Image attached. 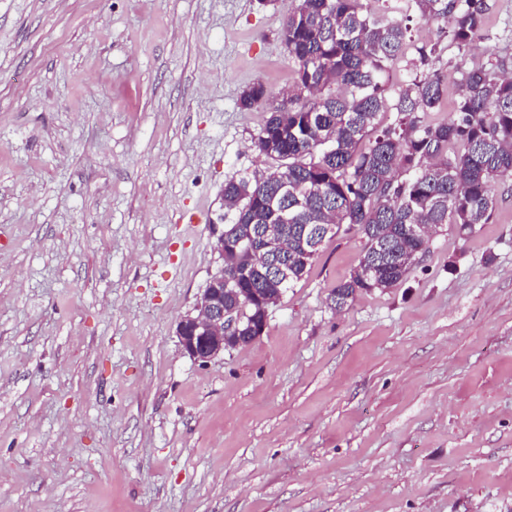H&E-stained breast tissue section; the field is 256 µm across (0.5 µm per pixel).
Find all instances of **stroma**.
<instances>
[{
  "label": "stroma",
  "mask_w": 512,
  "mask_h": 512,
  "mask_svg": "<svg viewBox=\"0 0 512 512\" xmlns=\"http://www.w3.org/2000/svg\"><path fill=\"white\" fill-rule=\"evenodd\" d=\"M296 0H0V512H512V178L397 285L326 239L263 334L179 319Z\"/></svg>",
  "instance_id": "1"
}]
</instances>
